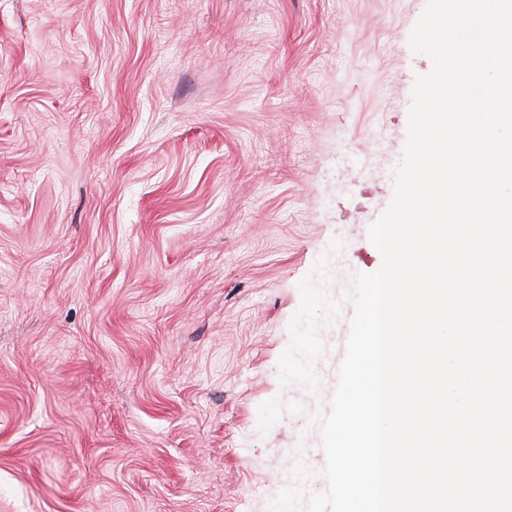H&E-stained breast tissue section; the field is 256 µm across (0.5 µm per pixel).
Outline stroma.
<instances>
[{"label": "stroma", "mask_w": 512, "mask_h": 512, "mask_svg": "<svg viewBox=\"0 0 512 512\" xmlns=\"http://www.w3.org/2000/svg\"><path fill=\"white\" fill-rule=\"evenodd\" d=\"M426 6L0 0V512H296Z\"/></svg>", "instance_id": "stroma-1"}]
</instances>
